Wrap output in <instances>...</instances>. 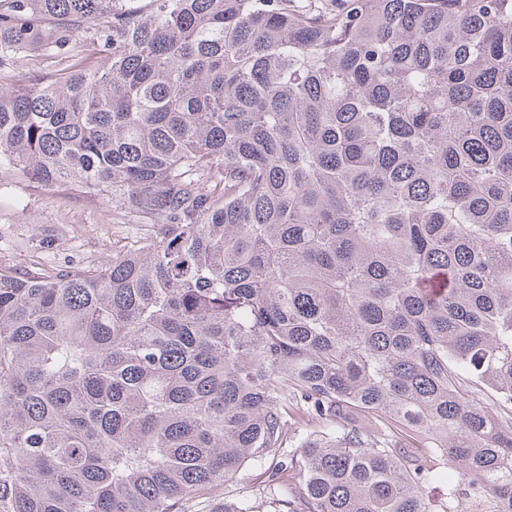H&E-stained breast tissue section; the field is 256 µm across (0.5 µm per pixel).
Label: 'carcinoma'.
Listing matches in <instances>:
<instances>
[{"label": "carcinoma", "mask_w": 512, "mask_h": 512, "mask_svg": "<svg viewBox=\"0 0 512 512\" xmlns=\"http://www.w3.org/2000/svg\"><path fill=\"white\" fill-rule=\"evenodd\" d=\"M10 167L133 232L0 272V512H512V0H0ZM16 73L21 79H36L49 73L52 69L50 63L41 61L39 57L34 55H20L14 65ZM266 479L264 468L249 466L224 484L201 490L185 508L188 512H213L224 506V498H250L264 502L270 496Z\"/></svg>", "instance_id": "1"}]
</instances>
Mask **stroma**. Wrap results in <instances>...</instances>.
Wrapping results in <instances>:
<instances>
[{
  "label": "stroma",
  "instance_id": "stroma-1",
  "mask_svg": "<svg viewBox=\"0 0 512 512\" xmlns=\"http://www.w3.org/2000/svg\"><path fill=\"white\" fill-rule=\"evenodd\" d=\"M123 221L106 196L78 182L47 187L15 172L0 174V269L100 262L111 256L113 227ZM266 479L262 468L247 467L198 492L187 512H220L228 499L265 500Z\"/></svg>",
  "mask_w": 512,
  "mask_h": 512
}]
</instances>
